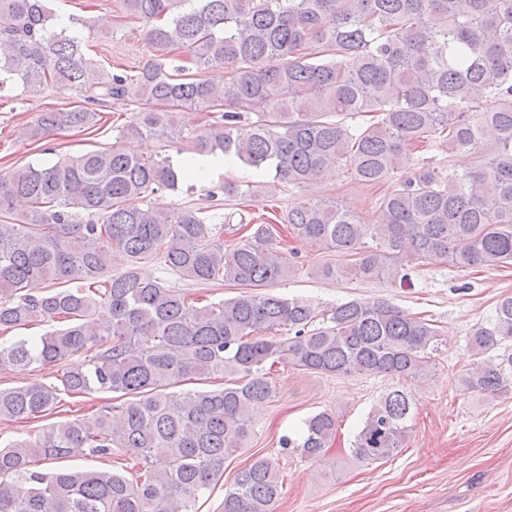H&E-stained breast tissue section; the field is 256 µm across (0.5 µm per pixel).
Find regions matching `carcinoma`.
<instances>
[{
	"mask_svg": "<svg viewBox=\"0 0 512 512\" xmlns=\"http://www.w3.org/2000/svg\"><path fill=\"white\" fill-rule=\"evenodd\" d=\"M46 2L0 0V84L55 87L86 105L41 113L25 139L91 129L103 119L97 107L111 101L139 104L119 134L145 140L183 139L176 110L218 112L193 133L192 151L272 168L295 188L332 168L363 183L394 180L371 224L334 201L288 208L281 223L297 239L336 254L312 267V277L406 288L424 264H512V0H122L152 50L133 75L101 72ZM218 66L227 69L221 86L203 78ZM360 113L371 115L368 124H347ZM441 137L448 151L472 153L474 167L416 162L414 146ZM189 177L158 151L116 149L0 174V329L67 321L0 344L1 368L61 367L56 385L0 389V418L45 417L63 391L114 394L91 422L53 423L0 448V512H191L244 448L252 409L274 397L271 367L426 374L439 345L433 324L386 299L320 311L266 291L295 272L271 227L258 224L226 245L216 216L158 202ZM117 255L126 267L114 273ZM143 260L244 291L198 306L143 275ZM37 279L53 288L26 292ZM468 346L484 363L461 378L463 390L508 392L512 296L498 300ZM78 352L88 354L86 364L66 368ZM216 375L224 387L172 391ZM412 411L407 391L384 394L361 422L353 459L376 463L404 447ZM335 434L336 418L317 413L300 439L280 444L321 460ZM85 455L129 456L141 469L131 479L39 469ZM282 488L277 460L256 457L224 493L222 512H273Z\"/></svg>",
	"mask_w": 512,
	"mask_h": 512,
	"instance_id": "carcinoma-1",
	"label": "carcinoma"
}]
</instances>
